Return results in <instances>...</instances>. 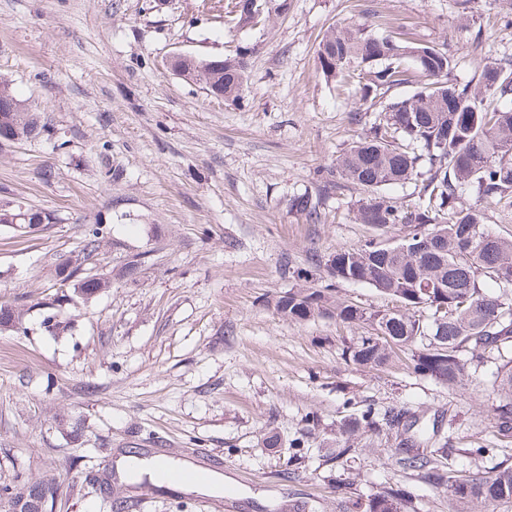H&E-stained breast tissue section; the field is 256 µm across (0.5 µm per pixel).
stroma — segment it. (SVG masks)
Segmentation results:
<instances>
[{"instance_id":"stroma-1","label":"stroma","mask_w":512,"mask_h":512,"mask_svg":"<svg viewBox=\"0 0 512 512\" xmlns=\"http://www.w3.org/2000/svg\"><path fill=\"white\" fill-rule=\"evenodd\" d=\"M210 0H0V80L35 109L40 135L0 145V204L51 210L24 236L0 224V485L57 486L52 512H347L399 487L414 512H453L445 491L399 468L397 429L349 440L344 418L403 411L437 427L446 464L468 472L512 459L497 427L488 353L449 388L414 373L410 349L382 367L346 360L366 326L283 319L295 288L331 287L367 309L374 288L326 265L375 229L354 219L362 193L340 185L336 158L367 132L371 111L325 76L317 49L333 26L447 44L471 80L487 55L512 62V0H287L252 25ZM242 62L240 99L210 97L167 59ZM306 194L318 223L292 208ZM106 228L85 264L110 285L84 299L55 268L85 230ZM135 279L122 277L131 259ZM468 448H486L480 461ZM136 452L222 478L134 488L116 461Z\"/></svg>"}]
</instances>
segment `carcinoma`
<instances>
[{"label":"carcinoma","mask_w":512,"mask_h":512,"mask_svg":"<svg viewBox=\"0 0 512 512\" xmlns=\"http://www.w3.org/2000/svg\"><path fill=\"white\" fill-rule=\"evenodd\" d=\"M318 63L330 77L356 84L360 101L370 103L378 121L336 158V175L365 193L357 202L355 219L386 230L404 224L408 233L382 252L376 239L357 248L338 249L329 258L331 275L338 280L368 285L397 303L394 309L369 311L335 299L315 288L291 289L278 297L274 308L283 318L302 323L331 316L343 323L363 324L371 332L345 350L348 360L378 367L388 360L391 344L423 348L412 352L413 370L441 385L454 387L466 375L467 360L512 345V238L490 234L481 209L460 204L474 188L485 202L512 193V108L498 100L512 97V64L489 57L467 83L451 74L457 58L448 48L419 45L390 34L378 36L357 27H331L319 42ZM194 83L203 89L218 85L226 100L243 91L242 65L224 60V71L198 70L190 62ZM416 84L413 93L394 97L392 91ZM0 123L16 125L21 136L34 134L38 124L24 105L15 112L0 111ZM421 180L417 200L403 204L384 189ZM293 207L307 221L320 220L317 203L308 196L294 199ZM104 229H86L81 252L96 253ZM502 288L492 298L483 280ZM448 300V317L437 318L434 303ZM431 311L427 320L418 312ZM494 384L499 397L497 428L512 435V358L498 368ZM376 425L374 411L344 423L348 437ZM447 448H397L394 456L405 469L448 492L461 512L512 506V465L502 462L483 473L457 474L438 465ZM8 506L22 496L53 495L42 482L0 488ZM407 496L399 488L377 490L359 503L363 512H408Z\"/></svg>","instance_id":"cac0c4a2"}]
</instances>
